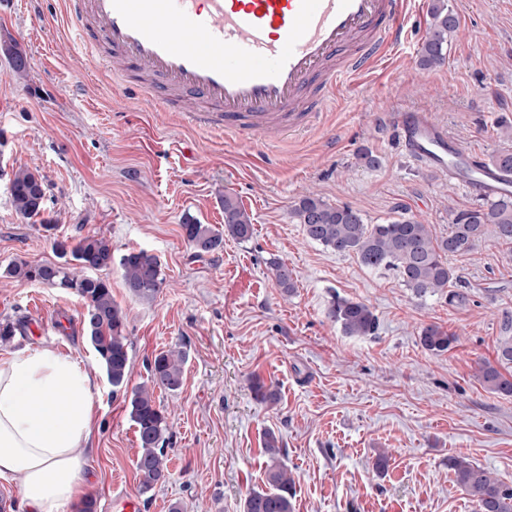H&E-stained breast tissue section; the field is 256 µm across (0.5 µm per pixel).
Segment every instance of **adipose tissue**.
Segmentation results:
<instances>
[{
  "instance_id": "ef3b65f1",
  "label": "adipose tissue",
  "mask_w": 512,
  "mask_h": 512,
  "mask_svg": "<svg viewBox=\"0 0 512 512\" xmlns=\"http://www.w3.org/2000/svg\"><path fill=\"white\" fill-rule=\"evenodd\" d=\"M97 389L96 372L51 346L0 358V480L18 483L25 512L84 498Z\"/></svg>"
}]
</instances>
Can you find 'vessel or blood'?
<instances>
[{"instance_id": "vessel-or-blood-1", "label": "vessel or blood", "mask_w": 512, "mask_h": 512, "mask_svg": "<svg viewBox=\"0 0 512 512\" xmlns=\"http://www.w3.org/2000/svg\"><path fill=\"white\" fill-rule=\"evenodd\" d=\"M410 0H66L98 69L118 61L139 90L232 139L282 141L314 127L337 91L400 47ZM410 157L486 198L507 175L463 149L430 113L378 114Z\"/></svg>"}]
</instances>
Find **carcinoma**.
Returning <instances> with one entry per match:
<instances>
[{
  "mask_svg": "<svg viewBox=\"0 0 512 512\" xmlns=\"http://www.w3.org/2000/svg\"><path fill=\"white\" fill-rule=\"evenodd\" d=\"M431 23L419 54V65L434 69L444 64L448 42L457 27V16L448 0H431ZM10 203L16 214L32 219L46 211L44 178L28 169H18L10 179ZM296 223L303 225L306 238L339 254L355 256L369 269L396 272L402 285L415 296L446 294L448 303L465 301L463 293L448 289L462 282V276L448 264V257L470 252L485 233L486 226L495 228L497 238L512 244V196L492 199L479 207L453 211L448 236L433 235L430 225L415 217L399 216L384 224H369L363 215L349 206H333L315 194L298 199L291 209ZM183 237L197 251L209 253L224 247V235L239 240L251 237L250 216L230 195L224 196V229L186 220L181 225ZM53 246L62 263H32L19 260L5 270V277L20 282H34L53 288L72 290L85 301L83 330L97 354L99 364L115 389L127 387L131 375V357L124 311L112 297L110 282L92 275L112 267L116 262L129 292L142 302H151L163 290L164 278L160 261L145 250H129L114 257L112 243L98 236H86L70 245L54 240ZM271 266L277 287L290 294L296 288L293 270L283 262ZM329 318L349 336L375 334L378 318L368 305L360 301L333 296ZM419 341L426 350L445 352L456 341L436 324L419 330ZM186 352L168 349L154 356L148 365L147 382L128 395V409L134 423L141 451L136 460L139 492L149 493L168 476L164 444L171 427L169 415L157 405L155 391L176 392L183 384ZM479 378L486 387L503 396L512 397V375L484 363ZM262 452L268 458L266 486L250 491L243 512H294L293 481L287 465L281 460L282 448L273 432L265 434ZM461 489L475 504V512H512V486L491 476L464 457L448 459Z\"/></svg>",
  "mask_w": 512,
  "mask_h": 512,
  "instance_id": "cac0c4a2",
  "label": "carcinoma"
}]
</instances>
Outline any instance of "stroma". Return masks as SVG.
Returning <instances> with one entry per match:
<instances>
[{"label":"stroma","mask_w":512,"mask_h":512,"mask_svg":"<svg viewBox=\"0 0 512 512\" xmlns=\"http://www.w3.org/2000/svg\"><path fill=\"white\" fill-rule=\"evenodd\" d=\"M449 4L459 28L442 66L418 64L430 0H415L404 48L358 90L341 91L318 126L272 144L274 162L262 167L256 145L203 130L189 113L162 109L97 70L75 41L65 0H0V38L11 36L28 61L20 78L0 54V322L21 326L0 357L54 346L97 368L79 296L1 276L18 259L58 262L54 238L88 235L109 239L119 255H155L166 277L142 303L119 266L104 272L128 315L131 385L146 382L160 351L178 344L187 353L181 389L155 394L173 417L169 475L145 495L125 394L100 378L85 464L96 512H113L121 495L137 497L139 512L175 503L183 512H243L246 493L265 482L269 429L294 480V512H474L448 468L452 456L512 484V398L477 377L512 337V246L490 229L470 253L449 257L467 296L457 305L414 296L394 273L309 242L291 216L294 201L314 193L371 224L404 210L441 237L451 209L480 204L417 165L374 121L380 109H421L483 157L512 150L497 127L512 120V0ZM363 146L382 157L380 168L357 166ZM20 168L43 176L53 231L13 211L9 180ZM228 195L251 216L252 237L197 253L184 240L185 218L223 227ZM274 259L296 274L291 296L275 284ZM335 294L371 307L375 335H346L329 318ZM430 323L455 336L447 352L421 346L418 331ZM257 380L277 390V403L256 399ZM381 452L388 462L379 471Z\"/></svg>","instance_id":"obj_1"}]
</instances>
